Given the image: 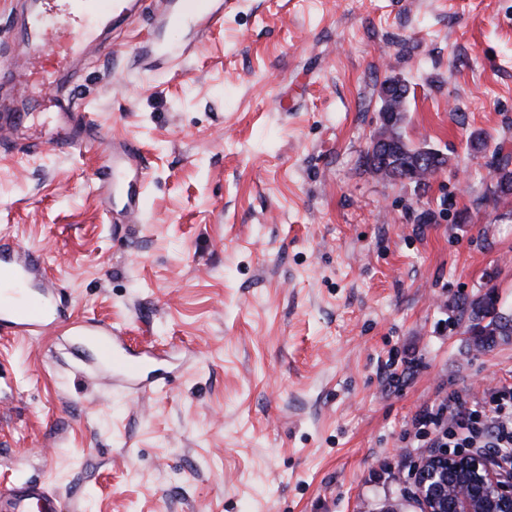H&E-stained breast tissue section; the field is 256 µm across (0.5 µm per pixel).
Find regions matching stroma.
Instances as JSON below:
<instances>
[{
    "instance_id": "stroma-1",
    "label": "stroma",
    "mask_w": 512,
    "mask_h": 512,
    "mask_svg": "<svg viewBox=\"0 0 512 512\" xmlns=\"http://www.w3.org/2000/svg\"><path fill=\"white\" fill-rule=\"evenodd\" d=\"M145 35L130 20L75 77L101 146L0 138V236L172 381L112 384L61 329L0 335V490L40 481L66 512H420L397 475L416 413L512 385V338L474 346L462 310L491 291L512 316V200L486 197L512 152V0H237L180 70L140 69ZM389 75L406 137L451 159L423 194L364 165ZM116 138L140 179L104 180ZM141 149L133 140L112 141V153L109 154L107 168L112 171L118 167L140 172Z\"/></svg>"
}]
</instances>
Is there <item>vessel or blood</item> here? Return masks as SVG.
<instances>
[{
	"mask_svg": "<svg viewBox=\"0 0 512 512\" xmlns=\"http://www.w3.org/2000/svg\"><path fill=\"white\" fill-rule=\"evenodd\" d=\"M228 0H26L16 35L24 45L21 54L0 62V131L17 130L26 117L16 93L34 84L56 90L51 102L58 125L49 146L68 154L92 146L102 138L101 130L83 125L64 89L77 67L90 53L111 50V34L132 16L149 15L152 39L144 42L139 63L164 60L177 65L190 54L193 44L207 40L224 25ZM188 27L192 40L165 47L163 37L172 26ZM141 149L132 140L113 143L109 169L140 167ZM0 275L9 289H0V333L37 336L49 326L67 328L95 344L102 363L110 364L116 378L151 375L146 354L130 350L122 331L99 322L73 321L62 302L63 290L47 277L35 252L18 242H0ZM5 512H62L55 493L42 483L26 481L0 493Z\"/></svg>",
	"mask_w": 512,
	"mask_h": 512,
	"instance_id": "b4317fda",
	"label": "vessel or blood"
}]
</instances>
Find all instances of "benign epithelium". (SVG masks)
Here are the masks:
<instances>
[{"instance_id": "7a95c632", "label": "benign epithelium", "mask_w": 512, "mask_h": 512, "mask_svg": "<svg viewBox=\"0 0 512 512\" xmlns=\"http://www.w3.org/2000/svg\"><path fill=\"white\" fill-rule=\"evenodd\" d=\"M413 472L421 512H512V469L492 455L434 449Z\"/></svg>"}]
</instances>
